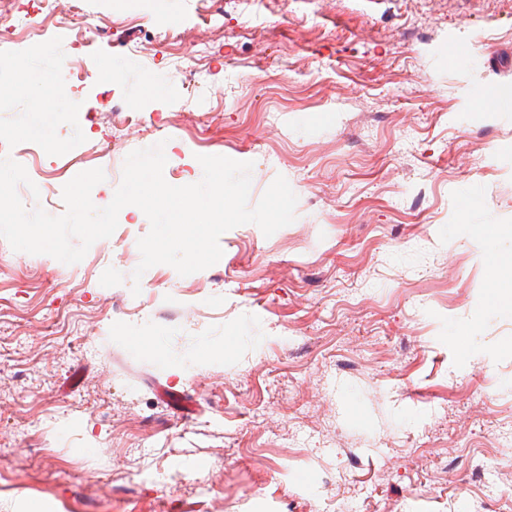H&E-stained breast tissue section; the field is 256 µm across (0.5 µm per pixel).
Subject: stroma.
<instances>
[{"label":"stroma","instance_id":"35a3bbf8","mask_svg":"<svg viewBox=\"0 0 512 512\" xmlns=\"http://www.w3.org/2000/svg\"><path fill=\"white\" fill-rule=\"evenodd\" d=\"M78 5L124 34L0 47V78L33 70L0 94L27 210L64 214L93 168L107 206L127 155L160 142L169 184L200 180L202 155L249 161L250 203L284 176L296 219L137 282L150 223L130 205L76 264L0 238V512H512V310L468 231L512 228V111L475 94L512 88V0ZM87 54L101 83L81 88ZM106 98L139 126L99 120ZM36 117L44 142L17 156ZM161 386L193 414L173 417Z\"/></svg>","mask_w":512,"mask_h":512}]
</instances>
